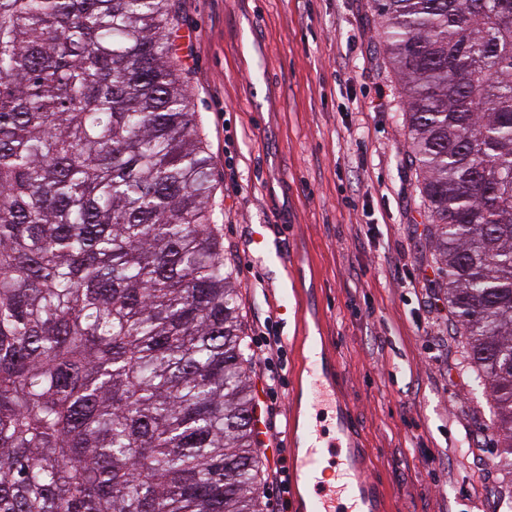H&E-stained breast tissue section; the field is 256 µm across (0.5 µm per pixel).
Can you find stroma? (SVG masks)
Instances as JSON below:
<instances>
[{
	"label": "stroma",
	"instance_id": "1",
	"mask_svg": "<svg viewBox=\"0 0 512 512\" xmlns=\"http://www.w3.org/2000/svg\"><path fill=\"white\" fill-rule=\"evenodd\" d=\"M173 32L213 160L242 335L270 315L284 339L277 428L258 452L265 512H278L269 471L290 454L310 336L341 366L352 441L368 451L382 512H501L512 479L462 330L426 347L425 298L393 278L403 265L448 303L373 0H177ZM259 230L276 263L256 258Z\"/></svg>",
	"mask_w": 512,
	"mask_h": 512
}]
</instances>
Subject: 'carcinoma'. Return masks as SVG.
I'll return each mask as SVG.
<instances>
[{"instance_id":"obj_1","label":"carcinoma","mask_w":512,"mask_h":512,"mask_svg":"<svg viewBox=\"0 0 512 512\" xmlns=\"http://www.w3.org/2000/svg\"><path fill=\"white\" fill-rule=\"evenodd\" d=\"M512 468V0H375ZM172 0H0V512H264Z\"/></svg>"}]
</instances>
